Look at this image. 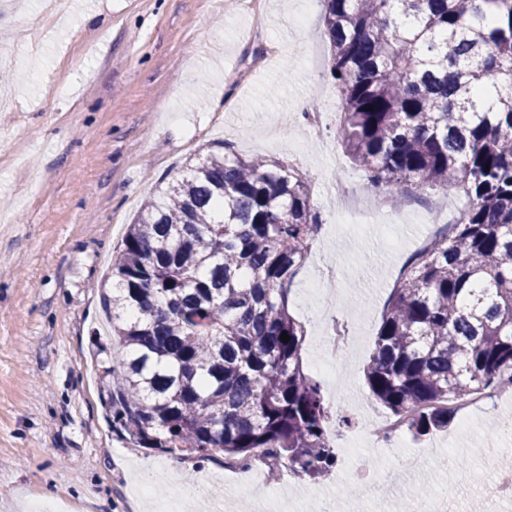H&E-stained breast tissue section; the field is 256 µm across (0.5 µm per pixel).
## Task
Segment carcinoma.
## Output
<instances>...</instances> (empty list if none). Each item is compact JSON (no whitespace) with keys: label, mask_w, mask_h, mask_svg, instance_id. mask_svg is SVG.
<instances>
[{"label":"carcinoma","mask_w":512,"mask_h":512,"mask_svg":"<svg viewBox=\"0 0 512 512\" xmlns=\"http://www.w3.org/2000/svg\"><path fill=\"white\" fill-rule=\"evenodd\" d=\"M342 118L365 189L452 187L463 218L408 260L364 372L418 440L512 369V0H324ZM319 220L284 161L211 151L128 225L95 341L112 430L171 455L338 464L288 293ZM289 341L280 339L281 334Z\"/></svg>","instance_id":"1"}]
</instances>
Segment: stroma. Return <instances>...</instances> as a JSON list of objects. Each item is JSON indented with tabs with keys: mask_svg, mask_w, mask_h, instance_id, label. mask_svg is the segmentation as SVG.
<instances>
[{
	"mask_svg": "<svg viewBox=\"0 0 512 512\" xmlns=\"http://www.w3.org/2000/svg\"><path fill=\"white\" fill-rule=\"evenodd\" d=\"M322 0H264L255 17L234 0H7L0 7V512H29L45 489L66 512H179L222 455L178 459L113 433L100 405L91 336L107 331L97 286L126 227L156 187L226 142L245 157L288 162L311 181L320 229L289 292L315 372L323 322L346 325L350 348L334 364L335 399L348 422L336 448L358 446L360 466L402 472L407 487L453 486L448 512H469L478 486L427 456L458 449L472 476L500 459L494 437L512 428V404L384 450L357 442L353 419L386 408L364 368L386 301L408 258L466 200L454 189L423 200L364 190L336 137L339 100ZM326 113L304 134L303 109ZM359 187L362 212L337 210L332 186ZM338 276L315 281V264ZM287 474L279 503L312 512L317 487Z\"/></svg>",
	"mask_w": 512,
	"mask_h": 512,
	"instance_id": "stroma-1",
	"label": "stroma"
}]
</instances>
